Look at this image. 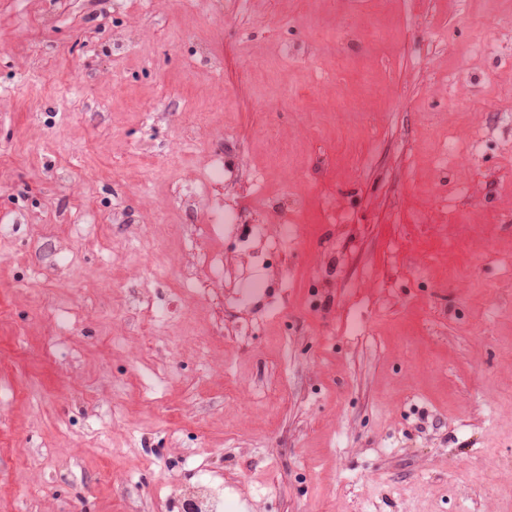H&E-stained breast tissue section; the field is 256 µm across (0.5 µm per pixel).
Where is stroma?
Returning <instances> with one entry per match:
<instances>
[{"label":"stroma","instance_id":"35a3bbf8","mask_svg":"<svg viewBox=\"0 0 512 512\" xmlns=\"http://www.w3.org/2000/svg\"><path fill=\"white\" fill-rule=\"evenodd\" d=\"M216 153L262 243L209 225ZM202 476L232 512H512V0H0V512Z\"/></svg>","mask_w":512,"mask_h":512}]
</instances>
